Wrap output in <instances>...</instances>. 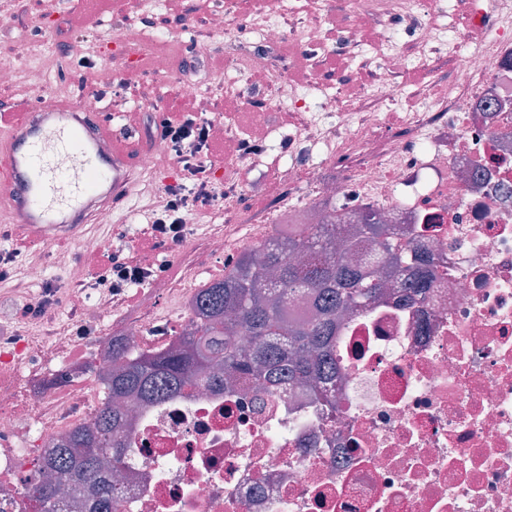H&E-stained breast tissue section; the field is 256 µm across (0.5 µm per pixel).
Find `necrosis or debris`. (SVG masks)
I'll list each match as a JSON object with an SVG mask.
<instances>
[{"label":"necrosis or debris","mask_w":512,"mask_h":512,"mask_svg":"<svg viewBox=\"0 0 512 512\" xmlns=\"http://www.w3.org/2000/svg\"><path fill=\"white\" fill-rule=\"evenodd\" d=\"M350 2L353 24L337 41L325 27V0H256L240 28L228 13L213 15V32L243 49L203 85L158 54L153 27H113L101 82L137 62L178 82L200 111L215 95L243 102L262 147L273 114L289 110V149L302 144L313 154L265 187L258 212L241 211L245 188L225 172L224 228L201 245L209 264L187 254L171 281L142 289L139 307L103 288L74 294L71 308H92L97 330L58 327L56 303L33 288L43 264L27 268L22 301L32 321L55 330L0 327V512H41L27 493L38 476L32 461L52 438L96 417V375L111 363L114 324L131 350L168 347L189 328L193 284L211 265L232 264L287 215L320 223V198L336 201L348 228L338 247L352 261L371 252L351 231L368 208L428 251L425 299L408 303L390 288L345 316L331 402L308 386L252 379L161 404L130 402L113 512H512V29L466 48L456 27L432 21L437 0ZM404 22L412 55L399 40ZM289 37L304 70L299 84L277 64ZM452 45L460 49L453 80L429 81L414 110L403 111L396 78ZM327 56L347 68L374 59L375 75L337 102ZM259 86L265 97L246 98L245 88ZM398 111L404 121L388 126ZM324 168L336 178L319 180Z\"/></svg>","instance_id":"4bbe7bcc"}]
</instances>
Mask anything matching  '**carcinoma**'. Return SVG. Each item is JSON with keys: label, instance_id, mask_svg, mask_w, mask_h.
Listing matches in <instances>:
<instances>
[{"label": "carcinoma", "instance_id": "cac0c4a2", "mask_svg": "<svg viewBox=\"0 0 512 512\" xmlns=\"http://www.w3.org/2000/svg\"><path fill=\"white\" fill-rule=\"evenodd\" d=\"M374 254L387 260L396 287L417 300L430 288L429 258L406 260L396 232L376 213L360 215ZM344 227L336 218L300 224L284 237L274 234L238 255L224 277L198 289L195 322L166 350L129 352L112 342V372L101 376L105 395L96 424L79 427L48 444L38 468L50 478L29 488L43 512H56L64 494L71 508L84 506L79 487L100 481L102 493L92 512H112V468L122 463L126 418L122 402L162 403L191 389L224 379L260 378L276 385H311L325 400L336 374L337 316L377 301L387 283L366 266L354 265L332 244ZM308 295L317 306L311 321H290L288 305ZM241 333L251 345L237 342Z\"/></svg>", "mask_w": 512, "mask_h": 512}]
</instances>
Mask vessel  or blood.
Wrapping results in <instances>:
<instances>
[{
  "label": "vessel or blood",
  "instance_id": "1",
  "mask_svg": "<svg viewBox=\"0 0 512 512\" xmlns=\"http://www.w3.org/2000/svg\"><path fill=\"white\" fill-rule=\"evenodd\" d=\"M115 119L55 97L0 114V212L16 248L74 235L96 193L111 206L130 199L138 125L127 123L119 133Z\"/></svg>",
  "mask_w": 512,
  "mask_h": 512
}]
</instances>
